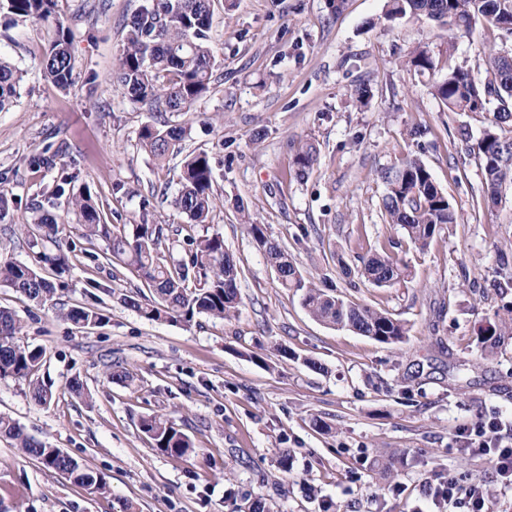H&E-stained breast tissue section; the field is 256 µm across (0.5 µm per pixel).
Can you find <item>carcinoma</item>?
I'll return each mask as SVG.
<instances>
[{
  "label": "carcinoma",
  "instance_id": "obj_1",
  "mask_svg": "<svg viewBox=\"0 0 512 512\" xmlns=\"http://www.w3.org/2000/svg\"><path fill=\"white\" fill-rule=\"evenodd\" d=\"M58 0H0V16L12 22H43L55 25V37L42 61L45 75L60 89L73 85L75 62L71 54V32L57 15ZM425 16L448 29V47L462 35L472 33L473 22L481 18L499 29L512 24V0H388L389 19ZM212 0H147L126 25L124 44L114 69L119 88L135 102H148L155 111L189 112L211 88L216 63L210 45ZM402 64L419 72H433L436 64L430 52L415 48ZM22 73L0 57V111L19 96ZM434 95L450 112L485 116L486 128L476 142L461 133L466 151L475 154L483 173V192L497 202L512 188V58L500 51L483 50L475 64L448 66V73L433 84ZM188 129L182 125H161L148 121L139 130L143 149L157 160L180 152ZM317 149L304 143L295 155V175L303 178L317 163ZM386 184L382 207L390 224L401 226L410 242L424 249L443 227L456 223L447 195L435 183L428 168L412 159L401 168L381 174ZM213 171L205 153L186 156L181 188L175 208L189 224H207L215 208ZM69 211L75 215L82 236L106 243L105 258L134 271L150 295L141 291L123 293L120 302L147 321L189 323L195 316L228 320L240 303L238 266L224 248L218 234L196 239L187 237V257L168 262L160 252L163 227L143 221L139 224H108L89 190L69 196ZM248 233L264 249L276 269L280 285L299 295L303 307L316 320L347 327L383 344H395L407 335L402 323L365 305L346 302L329 295L305 277L279 244L269 240L263 225L240 210ZM43 237L55 244V251L43 252L39 263L49 267L56 281L44 277L34 266L0 257V283L23 295L37 306L54 300L70 271L69 250L57 239L54 215L40 217ZM361 275L376 287L392 286L406 277V269L384 252L369 258ZM60 316L79 328L98 327L106 320L101 310L83 305L59 309ZM496 320L484 334L485 351L491 353L503 336H512V309L495 314ZM23 325L18 315L0 306V379L27 383L32 398L47 405L51 387L38 377L45 351L21 340ZM140 431L161 453L175 459L194 452L190 438L164 415L143 416ZM0 437L14 442L24 455L43 468L65 476L91 494L110 492L106 476L82 464L59 448L29 435L13 418L0 415Z\"/></svg>",
  "mask_w": 512,
  "mask_h": 512
}]
</instances>
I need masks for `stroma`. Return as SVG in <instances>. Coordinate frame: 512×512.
Returning a JSON list of instances; mask_svg holds the SVG:
<instances>
[{
	"label": "stroma",
	"mask_w": 512,
	"mask_h": 512,
	"mask_svg": "<svg viewBox=\"0 0 512 512\" xmlns=\"http://www.w3.org/2000/svg\"><path fill=\"white\" fill-rule=\"evenodd\" d=\"M142 2L59 0L75 58L66 93L42 70L53 28L0 20V56L23 73L19 99L0 112V191L9 198L0 255L31 263L53 250L41 234L13 232L44 211L64 217L71 248L54 302L36 308L0 285V304L24 323L23 341L44 349L39 376L53 391L41 405L25 382L0 379V414L110 483L107 496L91 495L2 437L0 504L248 512L262 498L271 512H415L426 483L466 474L483 483L493 512H512V492L460 436L489 415L512 416V336L481 354L483 329L512 308V288L493 286L500 254L512 258V189L484 201L479 162L456 138L461 127L479 138L484 119L448 111L432 94L449 64H474L488 48L512 52V37L480 20L452 43L430 19L388 20L387 0H344L338 13L330 0H213L210 91L191 112L162 115L189 124L185 153H206L213 167L216 208L210 223L192 226L173 205L182 155L157 164L138 139L153 113L113 82L125 24ZM418 47L430 51L436 74L403 66ZM362 84L371 92L364 105L354 96ZM416 126L427 137L410 138ZM305 142L318 161L300 179L294 157ZM416 158L457 218L422 250L381 208V171ZM65 180L89 189L108 223L162 224L168 261L184 256L185 235H222L239 267L236 316L151 322L122 305L140 280L67 220L66 197L50 196ZM239 202L325 292L405 324L403 341L382 344L311 318L240 223ZM392 241L408 276L378 288L360 269ZM78 303L103 310L106 323L84 330L58 317ZM111 363L133 374L132 386L105 378ZM76 377L90 400L70 393ZM150 414L174 419L195 454L173 459L154 448L138 427Z\"/></svg>",
	"instance_id": "obj_1"
}]
</instances>
